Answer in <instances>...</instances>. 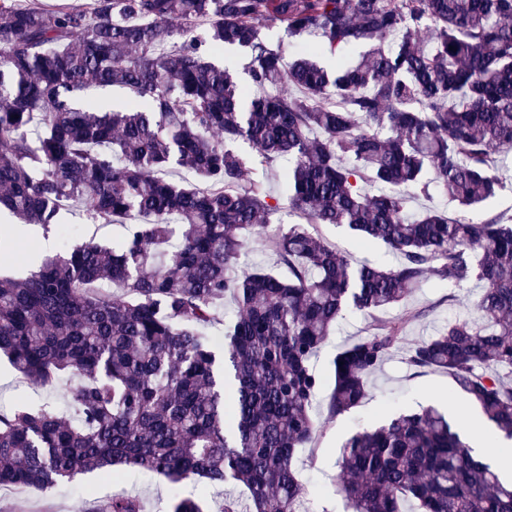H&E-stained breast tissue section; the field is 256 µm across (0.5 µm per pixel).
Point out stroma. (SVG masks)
<instances>
[{"label":"stroma","instance_id":"1","mask_svg":"<svg viewBox=\"0 0 512 512\" xmlns=\"http://www.w3.org/2000/svg\"><path fill=\"white\" fill-rule=\"evenodd\" d=\"M248 179L264 183L267 191L280 202L279 211L271 220V232L287 231L297 221L290 210L288 196L282 184L281 168L267 169L254 163L247 173ZM321 235L334 244L352 262L371 261L383 265L394 263V256L379 243H362L361 239L344 227L332 224L320 225ZM120 225L91 223L80 209L64 212L60 223L42 228L34 224H19L16 220L0 216V247L20 249V257L5 267L6 275L27 276L43 260V242H50L53 252L82 244L89 239L112 245L123 236ZM482 286L469 282L454 287L435 280L426 282L414 290L405 303L386 310L385 315L394 318L411 315L407 328L409 341L429 337L436 327L446 323L449 317L459 313L474 314V304ZM456 296V304H448V296ZM368 316L356 311H346L336 330L313 359L314 369L322 376L324 390H331L332 362L338 351L366 333ZM74 382L62 379L55 386L42 387L25 380L7 357H0V411L17 405L47 407L59 414L68 412V394ZM435 407L447 413L451 423H458L460 413L481 417V410L459 391L447 373L428 371L413 373L401 355H393L369 383V391L363 403L349 414L329 416L325 402L316 405L319 429L311 447L302 449L294 460L300 477L310 484V512H351L344 498L338 493L335 477L342 444L355 431L371 430L379 426L393 412H417ZM124 490L138 497L144 512H167L171 498L167 482L154 474L135 468H124L118 481H106L94 474H80L72 481L47 491L32 488L15 489L0 493V512H74L80 503H95L111 497L116 490Z\"/></svg>","mask_w":512,"mask_h":512}]
</instances>
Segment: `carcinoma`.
I'll return each mask as SVG.
<instances>
[{
  "mask_svg": "<svg viewBox=\"0 0 512 512\" xmlns=\"http://www.w3.org/2000/svg\"><path fill=\"white\" fill-rule=\"evenodd\" d=\"M268 22L307 36L303 55L284 62L262 39ZM208 45L248 51V84ZM92 87L128 99L103 110L80 97ZM240 141L284 164L299 218L288 231L269 233L278 199L244 183ZM511 151L512 0H0V212L46 230L76 206L125 229L112 247L89 240L0 275V352L41 386L81 377L70 418L0 413V486L133 466L198 482L172 512H203L218 493L221 512H309L293 459L318 429L311 361L348 307L371 323L333 361L328 414L358 407L400 352L418 373L447 371L512 440V381L492 372L512 369V216L466 217L502 189ZM182 168L197 183L173 179ZM433 184L458 215L408 218L409 197ZM319 224L399 262L354 267ZM261 240L288 275L245 265ZM430 276L482 282L480 318L407 346L406 319L380 312ZM228 298L221 359L206 329ZM337 480L352 512L409 499L419 512H512V483L434 408L353 433ZM95 512L143 506L117 491Z\"/></svg>",
  "mask_w": 512,
  "mask_h": 512,
  "instance_id": "carcinoma-1",
  "label": "carcinoma"
}]
</instances>
